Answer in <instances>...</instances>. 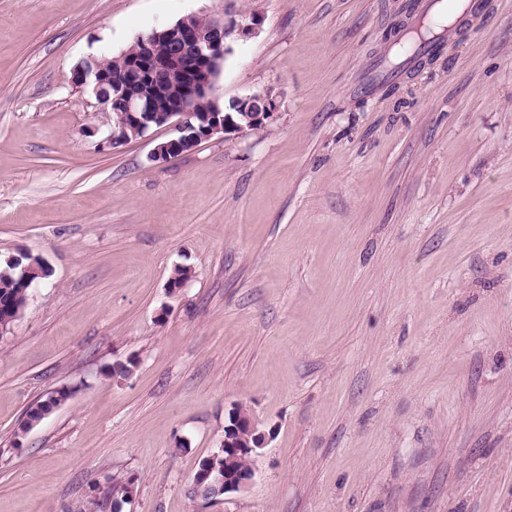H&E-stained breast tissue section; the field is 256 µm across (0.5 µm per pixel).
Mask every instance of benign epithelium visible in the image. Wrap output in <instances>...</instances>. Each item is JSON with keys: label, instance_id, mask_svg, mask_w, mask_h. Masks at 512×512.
<instances>
[{"label": "benign epithelium", "instance_id": "1", "mask_svg": "<svg viewBox=\"0 0 512 512\" xmlns=\"http://www.w3.org/2000/svg\"><path fill=\"white\" fill-rule=\"evenodd\" d=\"M261 25L257 15L227 10L221 18H209L204 25L198 22V17L187 16L139 36L144 51L123 59L120 79L99 66L96 57L82 60L72 71V83L91 93L112 112V128L102 146L115 147L126 142L123 133L129 128L142 137L153 128H170L174 136L156 145L150 153V160L157 162L189 152L217 133L228 137L267 127L279 109L278 98L270 90L232 99L246 113L243 123L234 120L229 112L221 113L217 107L194 109L198 101L214 96L217 76L231 52V40L251 37ZM109 85L113 97L107 100L100 91ZM176 86L180 94L172 98L166 109L155 108L153 99ZM266 445L265 434L258 431L250 416L232 425L224 423V444L219 448L224 454V470L214 477L224 493H240L249 488L255 466L238 470L232 463L242 456L256 459Z\"/></svg>", "mask_w": 512, "mask_h": 512}]
</instances>
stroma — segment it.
<instances>
[{"label":"stroma","instance_id":"1","mask_svg":"<svg viewBox=\"0 0 512 512\" xmlns=\"http://www.w3.org/2000/svg\"><path fill=\"white\" fill-rule=\"evenodd\" d=\"M225 1L0 0V260L52 269L0 335V512L129 478L121 512H512V0L396 69L386 32L436 0H233L262 25L216 96L277 118L102 149L74 67ZM237 404L255 478L196 500ZM69 394L64 390L56 391L51 396L47 397L44 400H40L32 404L26 411V418L21 425V432L26 433L28 431V427L33 420H38L41 418L42 412H48L52 409V407H58L62 404L67 398Z\"/></svg>","mask_w":512,"mask_h":512}]
</instances>
